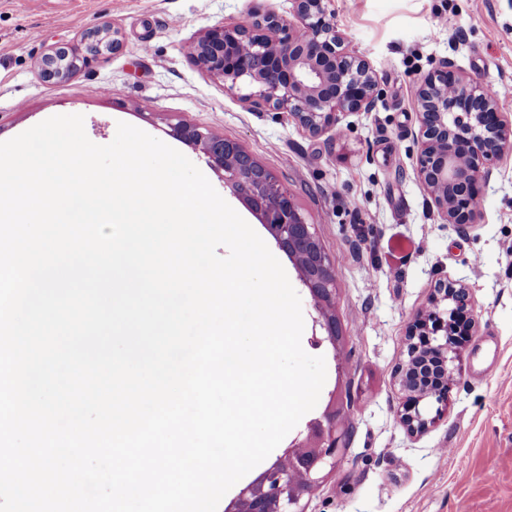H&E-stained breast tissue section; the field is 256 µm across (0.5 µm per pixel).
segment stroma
Here are the masks:
<instances>
[{"label": "stroma", "instance_id": "obj_1", "mask_svg": "<svg viewBox=\"0 0 512 512\" xmlns=\"http://www.w3.org/2000/svg\"><path fill=\"white\" fill-rule=\"evenodd\" d=\"M252 0H0V142L43 120L84 117L87 137L112 142L129 123L183 153L260 237L257 216L224 186L187 123L236 141L284 184L336 271L333 311L343 367L323 356L329 397L348 404L345 451L306 512H512V154L492 165L476 224L441 223L416 171L419 114L412 89L448 60L484 85H512V0H327L346 46L367 59L369 111L341 115L314 135L254 102L191 60L206 29L246 21ZM108 25L118 53L63 81H44L41 58ZM470 288L476 328L447 410L426 432L400 424L394 370L405 331L435 285Z\"/></svg>", "mask_w": 512, "mask_h": 512}]
</instances>
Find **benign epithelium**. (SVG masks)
<instances>
[{"label":"benign epithelium","instance_id":"benign-epithelium-1","mask_svg":"<svg viewBox=\"0 0 512 512\" xmlns=\"http://www.w3.org/2000/svg\"><path fill=\"white\" fill-rule=\"evenodd\" d=\"M291 2L296 23L256 5L247 23L207 29L193 43L191 57L225 83L246 81L255 86V95L267 106L290 113L301 127L319 134L337 124L344 113L370 110L375 80L369 63L346 48L325 0ZM118 35L105 25L85 32L78 50L50 51L41 60L43 77L66 78L103 50L117 51ZM413 98L420 118L418 177L444 223L469 226L480 214L491 164L512 148V122L501 112L498 97L449 62L418 83ZM173 131L201 147L211 167L224 171V185L235 189L238 175L225 170L223 142H210L201 128L177 124ZM315 239L313 225L299 210L280 214L273 240L288 257ZM318 267L316 276L303 266L298 269L316 313L311 344L319 347L327 342L334 347L336 320L326 313V306L335 298L336 272L323 251ZM472 312L467 288L441 282L432 308L408 326L406 359L396 369L404 392L399 418L408 432L426 431L447 407L460 371L458 336L469 326ZM434 403L438 408L432 416ZM346 436L336 419L333 392L321 417L308 422L283 455L240 490L227 512H304L302 499L320 487L326 468L336 466Z\"/></svg>","mask_w":512,"mask_h":512}]
</instances>
